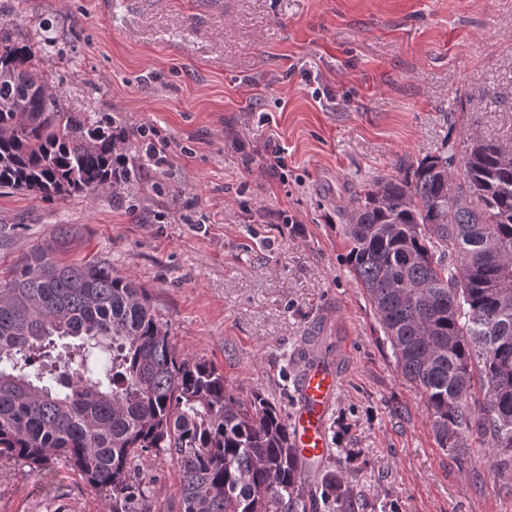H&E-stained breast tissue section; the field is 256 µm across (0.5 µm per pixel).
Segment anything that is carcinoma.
Instances as JSON below:
<instances>
[{
  "instance_id": "carcinoma-1",
  "label": "carcinoma",
  "mask_w": 512,
  "mask_h": 512,
  "mask_svg": "<svg viewBox=\"0 0 512 512\" xmlns=\"http://www.w3.org/2000/svg\"><path fill=\"white\" fill-rule=\"evenodd\" d=\"M41 62L0 32V188L55 200L112 186L117 140L65 110ZM454 167L448 150L353 190L346 259L440 448L463 451L476 428L508 457L512 149L478 138ZM157 452L180 468V512H307L319 496L329 512H359L347 468L307 480L280 410L238 399L208 362L179 353L145 289L106 264L32 252L0 281V457L61 458L112 512H148L134 464Z\"/></svg>"
}]
</instances>
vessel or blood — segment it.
<instances>
[{"label":"vessel or blood","instance_id":"1","mask_svg":"<svg viewBox=\"0 0 512 512\" xmlns=\"http://www.w3.org/2000/svg\"><path fill=\"white\" fill-rule=\"evenodd\" d=\"M340 388V375L330 363L305 364L297 384V409L290 418L293 446L301 460L316 465L328 452L326 417Z\"/></svg>","mask_w":512,"mask_h":512}]
</instances>
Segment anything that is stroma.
<instances>
[{
	"instance_id": "stroma-1",
	"label": "stroma",
	"mask_w": 512,
	"mask_h": 512,
	"mask_svg": "<svg viewBox=\"0 0 512 512\" xmlns=\"http://www.w3.org/2000/svg\"><path fill=\"white\" fill-rule=\"evenodd\" d=\"M1 26L40 47L69 111L123 135L138 179L59 201L1 192L0 280L36 248L106 262L146 288L181 353L285 416L299 354L318 348L342 376L325 465L354 450L366 512H512V468L480 433L464 459L439 447L341 231L356 186L448 149L463 161L477 136L512 147V0H0ZM145 126L170 164L145 157ZM268 140L283 173L264 168ZM136 477L149 512H178L168 454ZM0 512L112 502L64 461L3 457Z\"/></svg>"
}]
</instances>
